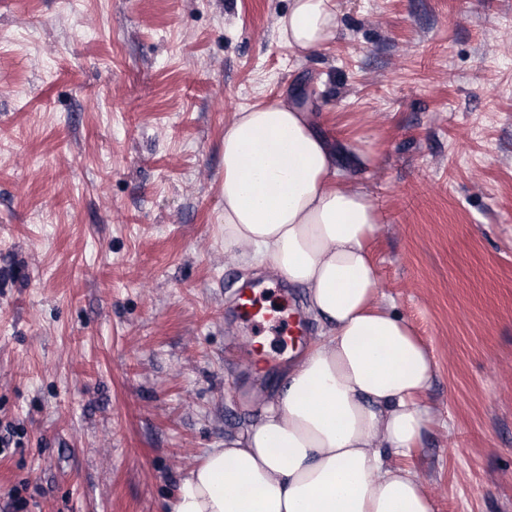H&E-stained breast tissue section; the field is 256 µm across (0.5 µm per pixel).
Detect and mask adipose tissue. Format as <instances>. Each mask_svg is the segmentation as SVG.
<instances>
[{
  "label": "adipose tissue",
  "mask_w": 512,
  "mask_h": 512,
  "mask_svg": "<svg viewBox=\"0 0 512 512\" xmlns=\"http://www.w3.org/2000/svg\"><path fill=\"white\" fill-rule=\"evenodd\" d=\"M335 0H290L279 32L309 53L336 37ZM380 215L342 185L304 112H238L224 132V248L308 290L321 342L288 367L245 434L209 450L172 512H431L417 472L431 357L376 301Z\"/></svg>",
  "instance_id": "obj_1"
}]
</instances>
